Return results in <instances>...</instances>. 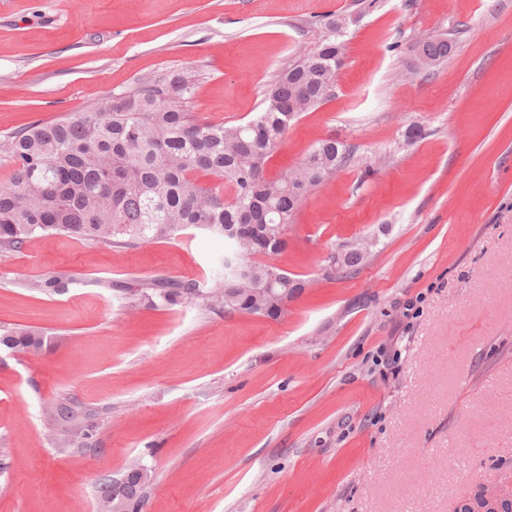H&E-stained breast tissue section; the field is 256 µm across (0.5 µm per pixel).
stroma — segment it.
Returning <instances> with one entry per match:
<instances>
[{
	"label": "stroma",
	"instance_id": "stroma-1",
	"mask_svg": "<svg viewBox=\"0 0 512 512\" xmlns=\"http://www.w3.org/2000/svg\"><path fill=\"white\" fill-rule=\"evenodd\" d=\"M328 12L359 18L335 94L292 122L269 170L329 136L387 163L302 202L273 259L306 283L284 316L131 309L111 290L210 276L224 242L199 229L0 252V325L51 339L36 355L0 346V512H97L100 482L133 461L151 471L141 512L512 501V0H0V141L165 68L198 73L195 115L246 122ZM441 38L448 57L421 65ZM382 224L369 264L324 277L332 246ZM46 275L67 290L27 289ZM61 399L86 410L87 447H60L45 409Z\"/></svg>",
	"mask_w": 512,
	"mask_h": 512
}]
</instances>
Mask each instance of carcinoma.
Wrapping results in <instances>:
<instances>
[{"label": "carcinoma", "instance_id": "1", "mask_svg": "<svg viewBox=\"0 0 512 512\" xmlns=\"http://www.w3.org/2000/svg\"><path fill=\"white\" fill-rule=\"evenodd\" d=\"M315 46L292 60L267 86L262 111L244 123L226 125L194 118L188 109L199 79L185 69L160 70L131 87L112 92L92 112L33 122L0 142L12 166L0 185V251L20 250L37 235H68L113 248L140 240L170 241L188 228L224 240L221 270L209 278L114 281L127 300L166 307L182 303L279 318V295L268 281L299 294L305 282L271 263L287 241L302 201L336 171L354 163L350 147L334 138L315 143L299 164L271 179L267 170L290 122L334 95L337 59L350 27L346 14H327ZM449 39L427 41L422 55L435 63L448 56ZM375 234L347 241L338 253L346 278L375 254ZM27 288L46 295L67 288L58 277L35 279ZM37 329L0 326V346L44 349ZM48 417L64 427L62 442L91 438L76 409L58 401ZM125 494L140 512L143 490L130 479Z\"/></svg>", "mask_w": 512, "mask_h": 512}]
</instances>
